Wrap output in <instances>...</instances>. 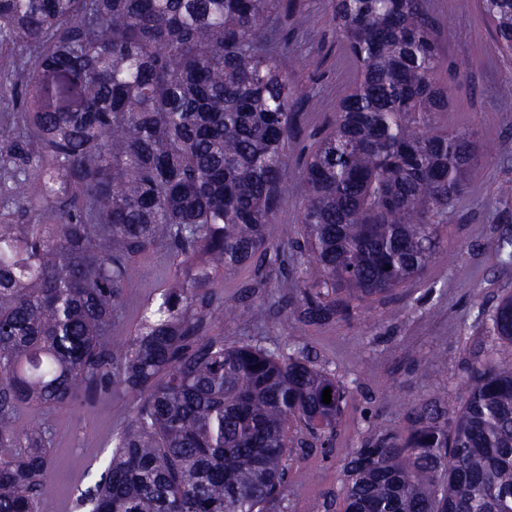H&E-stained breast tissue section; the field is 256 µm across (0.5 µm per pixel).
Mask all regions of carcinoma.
<instances>
[{"mask_svg": "<svg viewBox=\"0 0 512 512\" xmlns=\"http://www.w3.org/2000/svg\"><path fill=\"white\" fill-rule=\"evenodd\" d=\"M512 52V0H479ZM280 0H0V52L32 48L0 126V512H40L51 433L20 411L115 383L138 396L88 512H283L295 426L326 443L345 388L302 350L205 336L210 283L269 261L288 182L296 86L268 36ZM354 90L308 155L289 315L343 320L434 260L448 206L478 169L467 131L440 132L448 86L426 0H334ZM183 270L133 336L112 330L133 257ZM512 344V293L481 312ZM331 389V402H322ZM343 474V512H512V358L472 363L457 406H415L371 433Z\"/></svg>", "mask_w": 512, "mask_h": 512, "instance_id": "carcinoma-1", "label": "carcinoma"}]
</instances>
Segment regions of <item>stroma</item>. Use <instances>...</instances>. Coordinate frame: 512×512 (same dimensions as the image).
I'll return each mask as SVG.
<instances>
[{"mask_svg":"<svg viewBox=\"0 0 512 512\" xmlns=\"http://www.w3.org/2000/svg\"><path fill=\"white\" fill-rule=\"evenodd\" d=\"M333 0H294L274 13L269 33L287 42L281 63L298 85L293 109L297 132L288 145V194L277 215L302 230L307 187L303 163L331 126L343 98L354 88L357 69L331 20ZM440 55L439 74L451 89L448 111L438 113L441 131L467 130L490 149L465 193L448 209L443 234L449 263L429 264L391 293L372 297L350 320L309 325L290 319L298 289L285 286L275 266L225 272L212 285L229 314L207 326L226 343L248 341L274 348L299 347L345 387L342 416L325 446L294 450L288 459V512H340L343 466L348 454L373 430L406 432L411 410L440 397L457 404L465 397L466 368L488 347L512 356V345L489 344L478 313L512 292V262L499 248L512 234V199L499 189L512 181V54L492 51V28L478 0H428ZM112 318L115 331L131 336L143 308L177 275L178 264L164 247L139 255ZM136 394L120 386L98 388L75 405L46 411L21 410L20 430L52 433V497L41 512H81L77 500L93 489L112 456V437L133 416Z\"/></svg>","mask_w":512,"mask_h":512,"instance_id":"stroma-1","label":"stroma"}]
</instances>
